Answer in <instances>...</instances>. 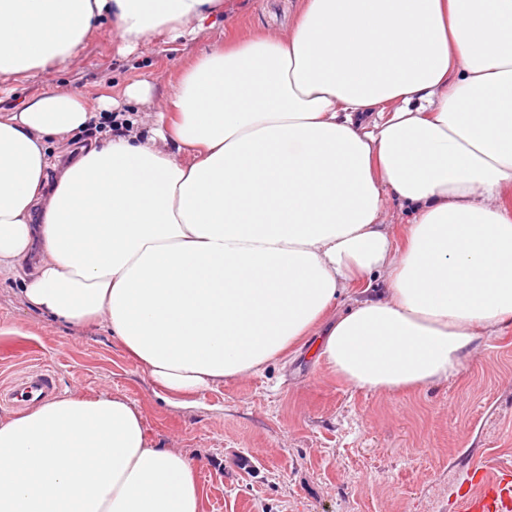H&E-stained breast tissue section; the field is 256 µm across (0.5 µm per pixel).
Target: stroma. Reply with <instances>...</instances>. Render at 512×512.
<instances>
[{"label":"stroma","mask_w":512,"mask_h":512,"mask_svg":"<svg viewBox=\"0 0 512 512\" xmlns=\"http://www.w3.org/2000/svg\"><path fill=\"white\" fill-rule=\"evenodd\" d=\"M231 25L192 40L158 37L124 54L103 23L66 70L9 80L0 111L47 89L68 87L89 102L131 79L161 103L180 69L233 34L287 31L303 0H233ZM20 278L0 277V381L43 363L63 394L102 391L143 410L150 438L201 462L204 512H457L476 471L512 469V336L481 344L459 378L426 391L380 396L318 366L310 347L286 363L200 392L191 408L155 393L103 327L74 329L38 317L17 296Z\"/></svg>","instance_id":"1"}]
</instances>
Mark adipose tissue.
Returning a JSON list of instances; mask_svg holds the SVG:
<instances>
[{"label": "adipose tissue", "instance_id": "ef3b65f1", "mask_svg": "<svg viewBox=\"0 0 512 512\" xmlns=\"http://www.w3.org/2000/svg\"><path fill=\"white\" fill-rule=\"evenodd\" d=\"M224 11L0 0V79L68 66L105 19L130 53ZM114 104L53 88L0 114V273L35 257L21 303L105 323L172 405L309 340L353 388L416 392L512 327V0H304L287 35L185 66L148 128L54 165ZM197 467L106 392L0 418V512H202Z\"/></svg>", "mask_w": 512, "mask_h": 512}]
</instances>
